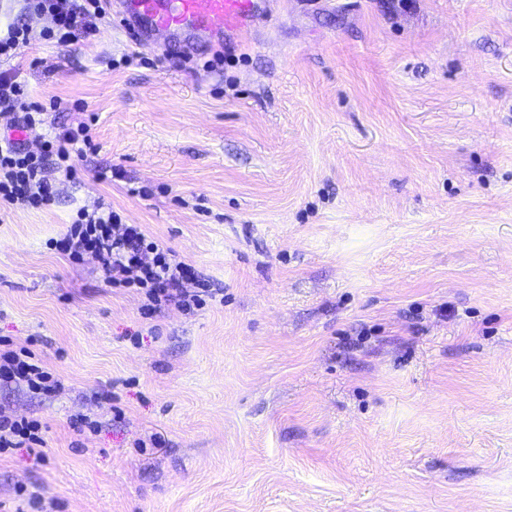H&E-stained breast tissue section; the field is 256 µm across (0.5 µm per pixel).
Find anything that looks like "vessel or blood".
<instances>
[{
	"label": "vessel or blood",
	"instance_id": "vessel-or-blood-1",
	"mask_svg": "<svg viewBox=\"0 0 512 512\" xmlns=\"http://www.w3.org/2000/svg\"><path fill=\"white\" fill-rule=\"evenodd\" d=\"M112 6L130 25L211 43L228 32L249 40L259 19L253 0H112Z\"/></svg>",
	"mask_w": 512,
	"mask_h": 512
}]
</instances>
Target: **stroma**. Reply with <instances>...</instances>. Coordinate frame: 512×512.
Masks as SVG:
<instances>
[{
  "label": "stroma",
  "mask_w": 512,
  "mask_h": 512,
  "mask_svg": "<svg viewBox=\"0 0 512 512\" xmlns=\"http://www.w3.org/2000/svg\"><path fill=\"white\" fill-rule=\"evenodd\" d=\"M211 53L115 18L0 63L61 101L29 149L96 144L0 211V336L60 382L0 384L49 446L0 512H512V0H275ZM102 203L223 295L148 317L47 247Z\"/></svg>",
  "instance_id": "stroma-1"
}]
</instances>
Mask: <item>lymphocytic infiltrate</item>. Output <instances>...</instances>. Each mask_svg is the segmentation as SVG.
Masks as SVG:
<instances>
[{
  "instance_id": "f902f5d3",
  "label": "lymphocytic infiltrate",
  "mask_w": 512,
  "mask_h": 512,
  "mask_svg": "<svg viewBox=\"0 0 512 512\" xmlns=\"http://www.w3.org/2000/svg\"><path fill=\"white\" fill-rule=\"evenodd\" d=\"M27 4L29 11L45 16L48 24L38 34L25 20L9 24L0 34V60L17 57L36 34L62 46L71 44L95 34L98 22L107 16L105 0H27ZM60 107L55 98L45 105L31 101L28 84L19 72H0V111L16 113L18 129L43 124L45 110ZM92 147L90 127L83 122L53 128L36 151L22 141L1 138L0 207L50 208L57 194L47 178L48 171L76 177L79 160ZM48 247L74 263L92 256L112 287L140 289L145 297L142 310L148 316L165 305L190 312L216 295L210 281L197 278L190 266L149 238L140 225L123 223L120 214L108 205L91 212L78 210L66 233L49 240ZM0 382L26 387L34 394H49L59 386L27 346L0 348ZM45 445L38 420L0 415V453Z\"/></svg>"
}]
</instances>
